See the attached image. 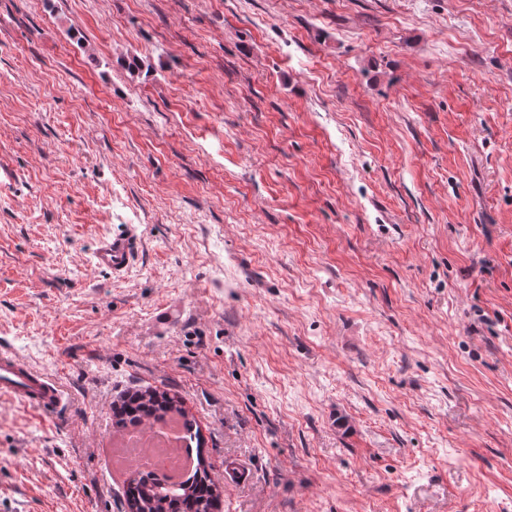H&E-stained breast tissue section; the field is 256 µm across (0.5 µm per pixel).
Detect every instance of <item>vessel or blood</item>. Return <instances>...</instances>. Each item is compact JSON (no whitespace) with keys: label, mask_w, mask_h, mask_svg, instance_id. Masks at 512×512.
<instances>
[{"label":"vessel or blood","mask_w":512,"mask_h":512,"mask_svg":"<svg viewBox=\"0 0 512 512\" xmlns=\"http://www.w3.org/2000/svg\"><path fill=\"white\" fill-rule=\"evenodd\" d=\"M134 257L135 238L130 232L99 240L93 252L95 264L118 278L126 273ZM0 396L52 412L63 403L65 392L51 376L32 367L12 349L1 346Z\"/></svg>","instance_id":"1"}]
</instances>
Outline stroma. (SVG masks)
Returning <instances> with one entry per match:
<instances>
[{"label":"stroma","instance_id":"1","mask_svg":"<svg viewBox=\"0 0 512 512\" xmlns=\"http://www.w3.org/2000/svg\"><path fill=\"white\" fill-rule=\"evenodd\" d=\"M1 343L0 512H125L146 387L221 512H512V0H0ZM135 257V238L133 231L123 235L103 238L98 241L94 252V263L112 272L113 277H122ZM0 396L43 411L57 410L65 400L62 387L9 347H0ZM179 415L182 419L184 439L189 444L198 442L201 435L197 423L176 395L155 389H135L126 394L118 406L114 407V425L117 431L138 427L151 420L160 421L170 415Z\"/></svg>","mask_w":512,"mask_h":512}]
</instances>
